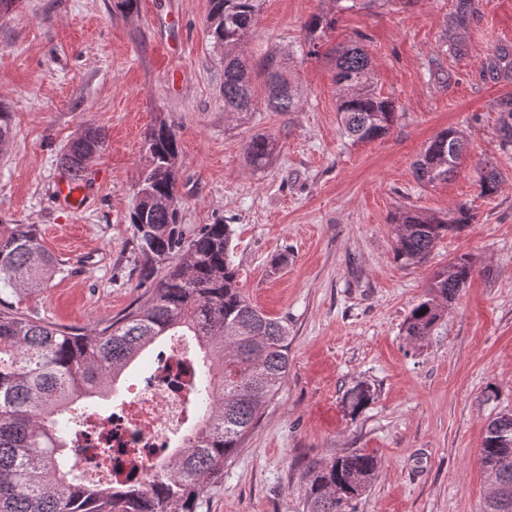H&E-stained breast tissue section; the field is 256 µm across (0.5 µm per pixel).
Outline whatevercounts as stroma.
Wrapping results in <instances>:
<instances>
[{"instance_id":"35a3bbf8","label":"stroma","mask_w":512,"mask_h":512,"mask_svg":"<svg viewBox=\"0 0 512 512\" xmlns=\"http://www.w3.org/2000/svg\"><path fill=\"white\" fill-rule=\"evenodd\" d=\"M387 0L338 11L334 0H263L245 47L251 61L291 57L303 96L296 112L228 116L224 68L207 34L209 0H15L0 16V103L14 135L0 151V220L33 224L61 273L0 298L27 316L86 329L118 318L158 278L137 254L129 213L148 158L145 137L165 120L181 149L177 190L187 233L224 220L242 293L288 324L279 393L224 466L199 512H306L308 467L346 450L380 469L351 512H480L488 490L479 458L488 422L512 410V151L499 147L495 101L511 82L483 64L512 45V0ZM335 18L318 45L312 16ZM361 42L377 94L396 106L386 136L353 144L337 112V47ZM464 42L465 57L448 45ZM89 126L106 135L83 174L85 204L59 207L61 163ZM469 143L454 175L418 183L412 165L442 129ZM266 134L262 168L244 151ZM505 183L477 186L478 161ZM473 224L441 239L422 263L394 254L392 217L440 218L459 205ZM469 257L473 276L430 336L402 328L435 273ZM370 386L356 415L346 391Z\"/></svg>"}]
</instances>
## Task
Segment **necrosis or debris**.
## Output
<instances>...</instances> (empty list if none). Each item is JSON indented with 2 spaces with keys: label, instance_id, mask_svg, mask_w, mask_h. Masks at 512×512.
<instances>
[{
  "label": "necrosis or debris",
  "instance_id": "4bbe7bcc",
  "mask_svg": "<svg viewBox=\"0 0 512 512\" xmlns=\"http://www.w3.org/2000/svg\"><path fill=\"white\" fill-rule=\"evenodd\" d=\"M193 349L182 338L164 340L155 360L110 414L91 416L89 447L73 449L78 462L95 460L85 475L113 485L143 479L175 453L172 438L188 423Z\"/></svg>",
  "mask_w": 512,
  "mask_h": 512
}]
</instances>
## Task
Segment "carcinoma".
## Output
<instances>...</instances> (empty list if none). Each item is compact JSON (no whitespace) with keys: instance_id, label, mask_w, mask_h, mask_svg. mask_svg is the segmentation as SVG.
<instances>
[{"instance_id":"carcinoma-1","label":"carcinoma","mask_w":512,"mask_h":512,"mask_svg":"<svg viewBox=\"0 0 512 512\" xmlns=\"http://www.w3.org/2000/svg\"><path fill=\"white\" fill-rule=\"evenodd\" d=\"M261 0H210L209 38L224 63V111L296 112L298 87L289 78L288 58L269 54L252 67L243 56ZM336 19L315 15L304 25L316 40ZM495 81L512 78V51L497 48L484 63ZM371 61L359 46L336 57L337 111L343 135L367 142L387 135L394 103L372 89ZM499 147L512 149V95L496 100ZM13 135L12 114L0 108V148ZM463 132L440 131L413 165L425 184L454 175L466 149ZM105 143V134L88 127L69 146L62 164L75 177ZM274 150L259 135L245 146L250 163L264 167ZM150 163L137 185V204L129 221L138 252L161 277L146 300L93 331L67 329L32 319L0 304V512H198L208 490L224 481V461L232 458L288 369V324L257 309L241 292L231 260L233 230L217 221L186 236L180 224L177 191L180 146L161 121L146 136ZM480 194L492 196L503 185L492 164L478 167ZM474 222L466 205L450 218L405 209L395 219V256L406 264L423 262L437 242ZM56 264L32 224H15L0 233V286L26 290L49 279ZM473 274L469 259L457 258L433 277L424 299L411 311L404 333L418 342L428 336ZM196 336L207 359L198 364L192 386L199 422L188 427L178 458L157 467L144 483L118 487L86 485L67 452L80 418L116 384L143 352L171 334ZM350 414L372 400L358 383L344 395ZM480 466L512 491V411L500 413L486 428ZM380 467L363 451L340 452L309 467L304 487L308 512H346L364 494Z\"/></svg>"}]
</instances>
